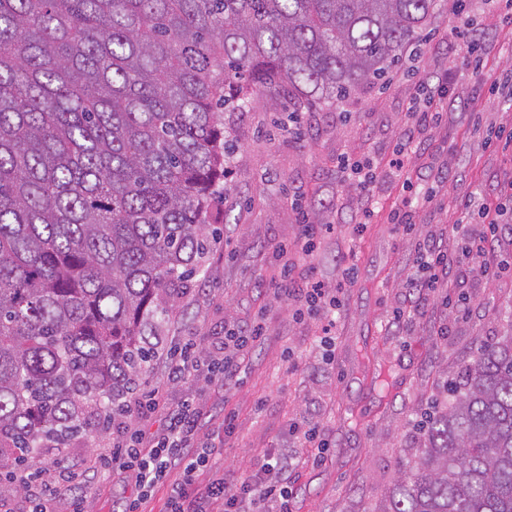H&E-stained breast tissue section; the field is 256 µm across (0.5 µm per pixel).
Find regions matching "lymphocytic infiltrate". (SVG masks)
<instances>
[{
  "mask_svg": "<svg viewBox=\"0 0 512 512\" xmlns=\"http://www.w3.org/2000/svg\"><path fill=\"white\" fill-rule=\"evenodd\" d=\"M496 209L493 203L482 205V220L465 246L466 252L478 260L480 274L486 280L499 277L507 267L506 261L495 260L491 255L496 228L492 213ZM453 265V258L442 247L424 249L420 256L422 273L407 284L415 304H422L427 292L449 280ZM262 332L259 324L245 330L227 329L218 357L203 355L196 344L185 343L171 359L170 382L199 372L209 381H237L236 355ZM201 415V407L190 398L170 412L164 433L149 438L139 428L126 427L123 439L85 469L66 467L54 479L48 477L46 468L27 470L21 480L29 503L27 512H51L53 503L63 494L69 499V512H87L86 500L78 488L105 473L122 476L138 489L136 497L122 502L121 512H144L143 506L154 489L163 485L168 488L164 512H244V503L263 501L273 502L275 512H291L293 491L288 462L266 453L254 477L231 481L227 473L215 469L220 449L200 438Z\"/></svg>",
  "mask_w": 512,
  "mask_h": 512,
  "instance_id": "obj_1",
  "label": "lymphocytic infiltrate"
}]
</instances>
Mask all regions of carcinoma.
I'll return each mask as SVG.
<instances>
[{"label":"carcinoma","mask_w":512,"mask_h":512,"mask_svg":"<svg viewBox=\"0 0 512 512\" xmlns=\"http://www.w3.org/2000/svg\"><path fill=\"white\" fill-rule=\"evenodd\" d=\"M438 0H0V469L59 462L141 385L198 270L222 110L382 81ZM379 512H512V333Z\"/></svg>","instance_id":"obj_1"}]
</instances>
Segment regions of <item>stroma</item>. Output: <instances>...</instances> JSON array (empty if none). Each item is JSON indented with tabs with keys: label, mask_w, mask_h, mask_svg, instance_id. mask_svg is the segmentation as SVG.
<instances>
[{
	"label": "stroma",
	"mask_w": 512,
	"mask_h": 512,
	"mask_svg": "<svg viewBox=\"0 0 512 512\" xmlns=\"http://www.w3.org/2000/svg\"><path fill=\"white\" fill-rule=\"evenodd\" d=\"M439 3L420 42L383 82L299 113L296 129L263 92L225 113L226 172L212 202L224 217L220 238L164 323V353L145 376L147 389L163 390L166 405L131 416L157 434L168 412L196 398L204 411L200 436L221 448L235 478L255 474L267 452L292 463V512L381 507L399 466L421 446L424 415L446 401L447 382L482 344L512 328V273L488 284L466 259L455 268L451 296L468 305L467 318L448 314L435 292L403 327L393 322L394 311L408 304L406 283L420 249L442 239L461 252L482 204L512 201V25L482 0H466L470 26L463 32L455 0ZM441 75L448 78L442 120L416 125L410 108L432 94ZM493 77L501 83L495 94ZM408 131L403 171L377 181L371 213L362 215L353 165H382ZM403 209L416 213L408 235L389 222ZM305 212L323 226L311 256L298 248ZM281 245L288 248L284 264L275 257ZM347 268L355 271L349 284L342 281ZM283 273L292 288L317 279L340 290L335 324L300 317V300H273L269 288ZM259 317L266 331L238 361L240 385L169 383V349L191 338L219 353L225 329ZM443 322L450 330L440 336ZM298 425L323 429L329 447L322 462L311 461ZM82 493L90 512H117L135 488L105 475Z\"/></svg>",
	"instance_id": "35a3bbf8"
}]
</instances>
